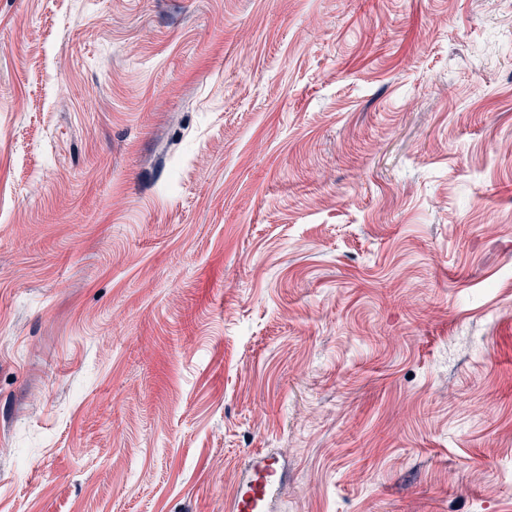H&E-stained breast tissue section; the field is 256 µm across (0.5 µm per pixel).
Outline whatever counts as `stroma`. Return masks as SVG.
<instances>
[{
	"label": "stroma",
	"mask_w": 512,
	"mask_h": 512,
	"mask_svg": "<svg viewBox=\"0 0 512 512\" xmlns=\"http://www.w3.org/2000/svg\"><path fill=\"white\" fill-rule=\"evenodd\" d=\"M512 512V0H0V512ZM277 461L273 456L263 455L250 468L248 481L242 485L232 500V512H266L267 502L277 473Z\"/></svg>",
	"instance_id": "obj_1"
}]
</instances>
